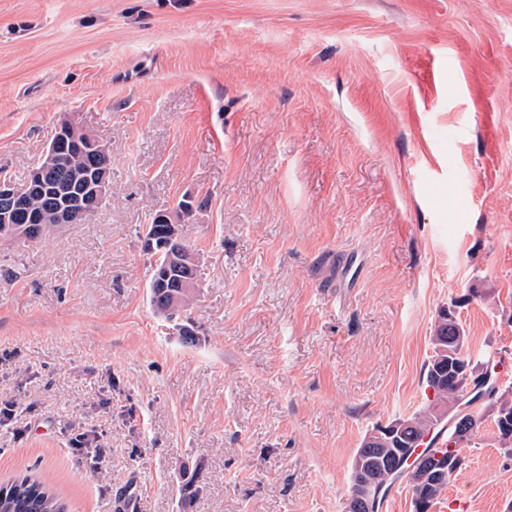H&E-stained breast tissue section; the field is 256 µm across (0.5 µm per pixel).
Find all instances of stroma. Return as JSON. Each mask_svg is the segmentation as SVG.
<instances>
[{"mask_svg": "<svg viewBox=\"0 0 512 512\" xmlns=\"http://www.w3.org/2000/svg\"><path fill=\"white\" fill-rule=\"evenodd\" d=\"M65 121L112 185L85 223L0 241V485L37 476L68 512H343L363 437L434 403L443 309L473 362L512 358V0H0V173ZM187 197L192 344L140 238ZM473 410L432 512H512Z\"/></svg>", "mask_w": 512, "mask_h": 512, "instance_id": "35a3bbf8", "label": "stroma"}]
</instances>
